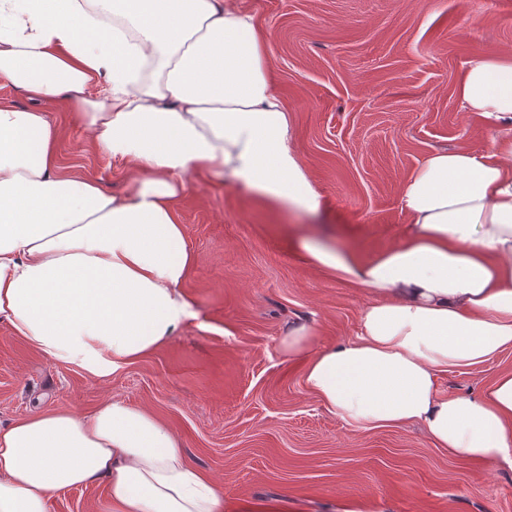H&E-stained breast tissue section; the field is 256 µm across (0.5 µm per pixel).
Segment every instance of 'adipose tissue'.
I'll list each match as a JSON object with an SVG mask.
<instances>
[{
    "instance_id": "adipose-tissue-1",
    "label": "adipose tissue",
    "mask_w": 512,
    "mask_h": 512,
    "mask_svg": "<svg viewBox=\"0 0 512 512\" xmlns=\"http://www.w3.org/2000/svg\"><path fill=\"white\" fill-rule=\"evenodd\" d=\"M0 77L44 104H0V317L89 377L158 350L195 316L176 214L188 178L322 205L267 37L228 0H0ZM457 101L481 116L491 150L429 153L401 191L406 238L375 258L308 248L369 301L355 337L319 350L302 324L281 346L345 425L418 424L449 457L512 464V372L474 396L440 386L449 369L512 349V59H471ZM51 105L123 163V194L65 171ZM101 481L116 512H224L221 486L142 407L110 398L0 427V512H49L53 494Z\"/></svg>"
}]
</instances>
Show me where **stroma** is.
<instances>
[{
  "instance_id": "1",
  "label": "stroma",
  "mask_w": 512,
  "mask_h": 512,
  "mask_svg": "<svg viewBox=\"0 0 512 512\" xmlns=\"http://www.w3.org/2000/svg\"><path fill=\"white\" fill-rule=\"evenodd\" d=\"M268 40L274 90L322 197L301 214L190 179L178 218L197 261L184 290L197 312L161 349L95 379L50 361L0 319V425L37 409L90 413L106 399L151 410L189 463L233 508L287 499L301 512H512V466L454 459L420 425H344L303 386L306 363L280 338L308 323L326 348L353 337L363 292L301 248L309 241L369 261L403 241L401 189L436 149L486 152L491 134L462 111L470 59L512 56L504 0H237ZM68 171L122 192L127 172L66 127ZM512 372V350L449 370L445 394L476 395ZM49 512H116L106 484L53 494Z\"/></svg>"
}]
</instances>
